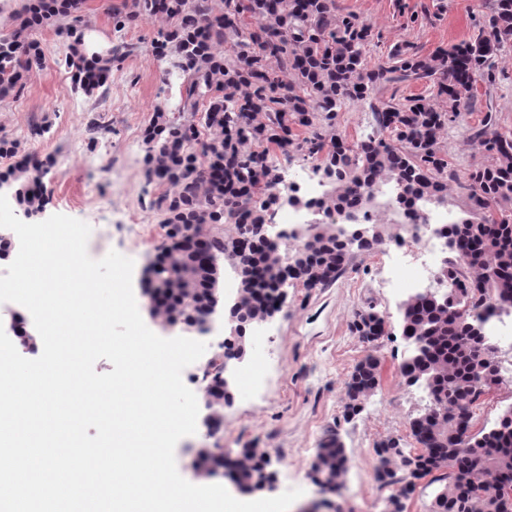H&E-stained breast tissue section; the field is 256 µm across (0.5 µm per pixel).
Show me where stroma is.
<instances>
[{"mask_svg": "<svg viewBox=\"0 0 512 512\" xmlns=\"http://www.w3.org/2000/svg\"><path fill=\"white\" fill-rule=\"evenodd\" d=\"M490 0H336L340 12L354 13L371 25L377 39L371 48L374 61H386L397 45L426 53L469 40L474 19L488 12ZM63 20L34 32L45 52L43 69L31 72L20 96L0 100V138L18 145V158L30 155L49 161L44 179L48 197L45 215L64 214L91 228L87 250L103 258L115 250L133 259V291L145 324L168 337L148 310L145 269L164 238L158 214L149 202L158 195L144 176L143 133L155 107L178 111L180 81L169 75L168 63L159 61L153 43L158 23L145 21L132 28L125 41L131 52L113 70L105 95L77 91L72 74L59 66L68 44L60 32ZM493 109L501 130H512V54L498 61L494 90L478 86L474 119ZM104 128L90 133L91 119ZM41 134H32L33 126ZM460 182L454 188L451 214H459L466 192L462 187L469 169L484 156L468 129L452 128L445 141ZM280 312L262 333L247 334L245 361L234 362L227 373L238 378L246 361L262 358L266 377L262 395L243 397L224 408V434L215 436L205 424L176 445L179 473L196 485L220 484L236 499L272 498L287 489H302L295 512L316 505L317 512H385L386 498L375 475L379 441L400 438L413 447L409 421L428 400L423 391L402 384L397 368L408 353L399 332L365 342L350 330L357 312L375 307L390 323L398 321L399 303L384 288L381 260L353 254L342 275L331 286L306 290L290 282ZM382 364V381L362 412L344 418L345 380L366 356ZM344 444L349 466L338 490L322 488L313 472L317 448L330 434ZM222 445L229 455L248 448H265L272 488L247 490L232 480L229 469L200 468L201 453Z\"/></svg>", "mask_w": 512, "mask_h": 512, "instance_id": "obj_1", "label": "stroma"}]
</instances>
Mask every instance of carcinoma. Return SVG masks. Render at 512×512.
Wrapping results in <instances>:
<instances>
[{
	"mask_svg": "<svg viewBox=\"0 0 512 512\" xmlns=\"http://www.w3.org/2000/svg\"><path fill=\"white\" fill-rule=\"evenodd\" d=\"M83 0H28L16 12L15 28L0 35V98L21 91L26 76L43 65L40 43L30 33L58 19L79 21ZM114 33L122 36L143 21H158L156 55L169 60L182 79V109L159 106L145 130V177L164 186L152 205L162 215L166 239L150 263V312L172 323L185 310L209 299L224 269L236 274L237 319L248 326L273 314L267 293L285 285L284 273L302 287L326 288L344 272L347 258L372 253L391 232L388 214L432 202L450 203L448 129L469 125L476 85L497 82L496 58L512 49V0H493L475 21L477 34L451 47L422 54L398 46L384 64H371L372 28L336 0H122L111 8ZM68 29L70 42L60 64L75 88L90 96L106 89L112 68L128 52L121 43L108 55L87 60ZM425 82L423 93L402 100L376 96L378 86ZM366 103L371 132L348 141L336 116ZM486 161L468 174L460 221L448 226L455 243L444 273L460 285L467 304L439 292H419L402 301L398 328L412 346L400 364L409 386L429 392V404L409 422L420 451H403L387 437L377 445L383 466L404 472L401 490L390 496V512H403L409 490L432 475L442 483L430 512H512V405L490 428L471 429L479 399L502 383H488L499 366L494 348L474 332L484 329L483 312L512 305V132L497 128L488 111L474 132ZM284 160L313 163L328 189L325 214L370 212L382 222L351 242L340 226L316 223L300 245L283 253L260 231L280 203L281 169L267 147ZM46 164L36 156L0 175L29 216L46 203ZM387 317L369 307L357 314L352 331L373 342L389 335ZM379 360L368 355L345 383L344 417L352 418L380 385ZM348 456L335 436L324 440L315 472L335 485ZM263 468L243 462L237 481L259 484Z\"/></svg>",
	"mask_w": 512,
	"mask_h": 512,
	"instance_id": "obj_1",
	"label": "carcinoma"
}]
</instances>
